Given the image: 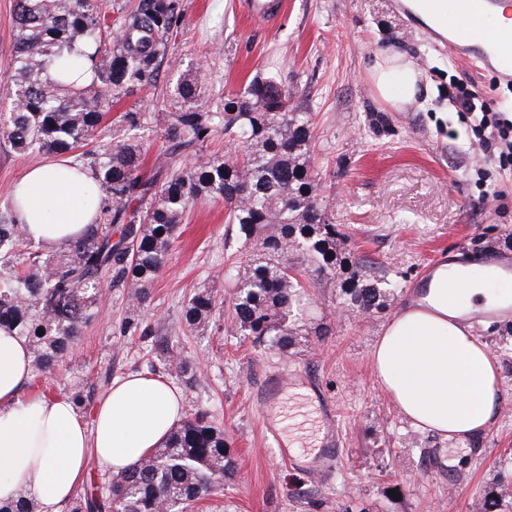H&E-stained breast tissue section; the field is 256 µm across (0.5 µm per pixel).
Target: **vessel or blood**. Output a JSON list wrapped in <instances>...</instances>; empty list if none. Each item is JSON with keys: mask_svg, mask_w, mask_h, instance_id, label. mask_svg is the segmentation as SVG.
I'll use <instances>...</instances> for the list:
<instances>
[{"mask_svg": "<svg viewBox=\"0 0 512 512\" xmlns=\"http://www.w3.org/2000/svg\"><path fill=\"white\" fill-rule=\"evenodd\" d=\"M501 0H402L403 9L422 8L432 20L431 36L448 47L454 57L469 61L477 69L491 70L506 83L512 82V27L499 25L495 12ZM316 389L307 376L292 373L270 375L259 397L267 415L266 431L277 435L276 415L285 389ZM326 459H333L341 446L338 422L332 407L316 410Z\"/></svg>", "mask_w": 512, "mask_h": 512, "instance_id": "vessel-or-blood-1", "label": "vessel or blood"}]
</instances>
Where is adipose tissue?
I'll return each instance as SVG.
<instances>
[{
	"label": "adipose tissue",
	"mask_w": 512,
	"mask_h": 512,
	"mask_svg": "<svg viewBox=\"0 0 512 512\" xmlns=\"http://www.w3.org/2000/svg\"><path fill=\"white\" fill-rule=\"evenodd\" d=\"M372 78L380 96L395 86L413 91V70L377 58ZM96 192L84 170L52 163L30 167L12 189L19 223L34 241L60 246L84 234L94 219ZM492 268L480 274L433 271L388 319L373 352L380 389L417 429L445 440L476 438L499 419L498 368L466 322L477 311L506 312L512 297L488 291ZM32 352L0 328V501L35 500L41 512H63L90 469L121 475L184 419L183 396L162 377L129 373L113 379L92 422L74 402L28 392Z\"/></svg>",
	"instance_id": "1"
}]
</instances>
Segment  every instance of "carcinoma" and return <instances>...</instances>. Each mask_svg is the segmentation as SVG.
I'll return each mask as SVG.
<instances>
[{
    "label": "carcinoma",
    "mask_w": 512,
    "mask_h": 512,
    "mask_svg": "<svg viewBox=\"0 0 512 512\" xmlns=\"http://www.w3.org/2000/svg\"><path fill=\"white\" fill-rule=\"evenodd\" d=\"M15 15L11 111L0 136L21 154L64 155L102 123L110 100L157 83L182 10L180 0H137L114 18L98 0H16ZM173 93L179 111H125L113 121L123 134L112 139V150L83 153L107 193L84 235L47 258L32 254L22 272L12 266L0 273V326L28 341L44 372L73 348L105 278L111 287L133 288L132 310L138 309L199 198L224 199L228 223L253 253L244 269L225 272L235 281L231 332L287 353L294 336L288 323L307 283L336 274L344 234L329 222L317 194L321 175L309 164L305 113L290 111L270 81H252L219 110L201 102L186 75ZM158 119L165 125L166 154L196 160L145 177L140 164L146 147L135 131ZM219 128L235 154H201ZM24 238L17 218L0 219V252H11ZM396 288L359 263L340 284V304L368 312L384 306ZM215 308L210 294L197 293L183 320L202 330ZM235 471L224 430L197 413L113 482L106 498L90 499L76 512H185L223 489Z\"/></svg>",
    "instance_id": "1"
}]
</instances>
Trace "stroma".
Here are the masks:
<instances>
[{
    "label": "stroma",
    "mask_w": 512,
    "mask_h": 512,
    "mask_svg": "<svg viewBox=\"0 0 512 512\" xmlns=\"http://www.w3.org/2000/svg\"><path fill=\"white\" fill-rule=\"evenodd\" d=\"M244 2L181 0L169 59L198 82L210 107L258 79L273 81L290 109L310 113L311 162L323 173L318 194L326 216L345 235L346 257L364 262L368 275L399 281L394 300L367 313L342 310L341 269L314 288L288 354L230 334L232 286L224 270L248 256L225 221L223 201L201 198L139 310L130 307V288L106 289L71 353L51 372H34L29 391L81 395L79 412L89 423L114 378L139 372L170 381L183 394L185 415L205 412L224 429L237 465L200 512H512V499L501 494L512 470L496 468L512 455V312L470 318L473 337L499 366L503 396L496 429L479 438L448 441L414 428L378 388L371 367L385 323L439 260L512 263V169L476 153L448 102V81L475 85L502 112H512V84L454 58L396 0H283L270 24L247 17ZM14 5L0 0V113L10 108ZM381 53L403 56L417 73L416 93L403 105L384 101L375 88L371 68ZM176 108L166 79L134 89L111 107L88 147L111 148V119L121 112ZM38 162L0 140V215L12 209L14 184ZM477 164L490 193L483 202L470 174ZM202 291L219 309L195 331L182 311ZM179 360L190 372L178 371ZM290 370L315 376L338 413L340 458L320 477L282 461L254 398L267 376Z\"/></svg>",
    "instance_id": "35a3bbf8"
}]
</instances>
